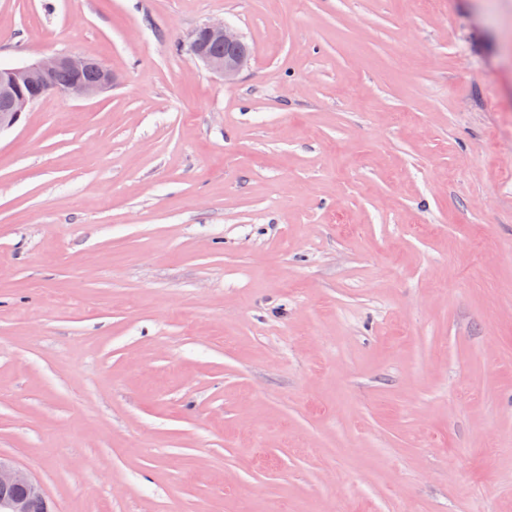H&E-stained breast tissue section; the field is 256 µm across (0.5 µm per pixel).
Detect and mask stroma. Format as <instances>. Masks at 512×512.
Masks as SVG:
<instances>
[{
	"label": "stroma",
	"mask_w": 512,
	"mask_h": 512,
	"mask_svg": "<svg viewBox=\"0 0 512 512\" xmlns=\"http://www.w3.org/2000/svg\"><path fill=\"white\" fill-rule=\"evenodd\" d=\"M53 53L118 81L0 133V457L57 512H512V0H0ZM185 50L193 64L221 76L224 82L235 80L250 58V48L242 35L224 20L203 24L189 37Z\"/></svg>",
	"instance_id": "stroma-1"
}]
</instances>
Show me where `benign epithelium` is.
<instances>
[{"instance_id":"benign-epithelium-1","label":"benign epithelium","mask_w":512,"mask_h":512,"mask_svg":"<svg viewBox=\"0 0 512 512\" xmlns=\"http://www.w3.org/2000/svg\"><path fill=\"white\" fill-rule=\"evenodd\" d=\"M190 61L233 81L246 67L250 48L242 35L222 20H210L185 44ZM93 69L97 76L86 80ZM67 71L72 79L61 84L58 75ZM111 69L89 54H51L31 63L0 70V133L14 128L33 104L48 95L86 100L112 88ZM44 499L39 483L11 461L0 457V512H30L31 500Z\"/></svg>"}]
</instances>
